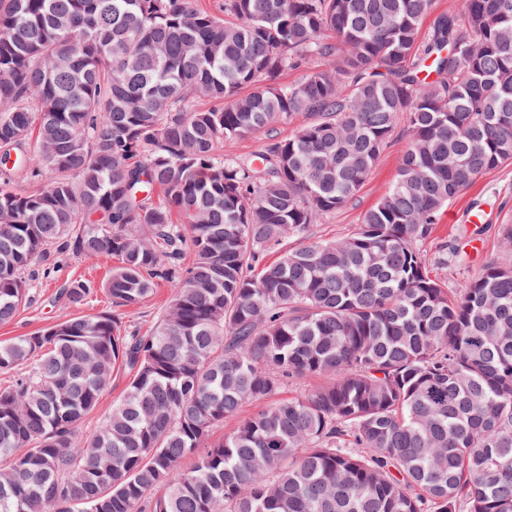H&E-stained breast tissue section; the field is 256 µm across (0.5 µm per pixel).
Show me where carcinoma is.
I'll return each instance as SVG.
<instances>
[{
    "mask_svg": "<svg viewBox=\"0 0 512 512\" xmlns=\"http://www.w3.org/2000/svg\"><path fill=\"white\" fill-rule=\"evenodd\" d=\"M433 4L0 0V323L61 255L118 258L114 308L171 288L146 330L101 311L0 342V512H512V227L453 289L420 252L512 163V0H459L423 39ZM402 119L391 188L312 238ZM308 121L309 119L303 114L293 115L291 118L276 124L273 131H260L242 137L235 143L232 148L233 152L239 155L252 154L263 149L270 141L271 136L279 140L288 138L298 127ZM127 382L128 377L123 373L117 374L111 388L103 393L95 409L85 417L82 424L83 431L93 430L112 411V405L122 397Z\"/></svg>",
    "mask_w": 512,
    "mask_h": 512,
    "instance_id": "cac0c4a2",
    "label": "carcinoma"
}]
</instances>
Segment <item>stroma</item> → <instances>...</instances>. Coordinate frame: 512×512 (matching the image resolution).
Listing matches in <instances>:
<instances>
[{
    "instance_id": "stroma-1",
    "label": "stroma",
    "mask_w": 512,
    "mask_h": 512,
    "mask_svg": "<svg viewBox=\"0 0 512 512\" xmlns=\"http://www.w3.org/2000/svg\"><path fill=\"white\" fill-rule=\"evenodd\" d=\"M407 143L405 126H397L373 173L355 199L312 225L313 236L338 239L355 231L365 212L393 184ZM507 224L512 225V164L480 176L443 211L433 235L423 246L431 276L451 288L478 276L486 262L499 254L501 229ZM445 245L461 252V264L450 267L437 264L438 252ZM115 263V258L104 256L60 257L51 276L33 285L26 304L22 305L15 319L0 325V341L33 333L73 316L111 309V299L102 290L78 306L56 301L55 291L73 280L103 281Z\"/></svg>"
}]
</instances>
